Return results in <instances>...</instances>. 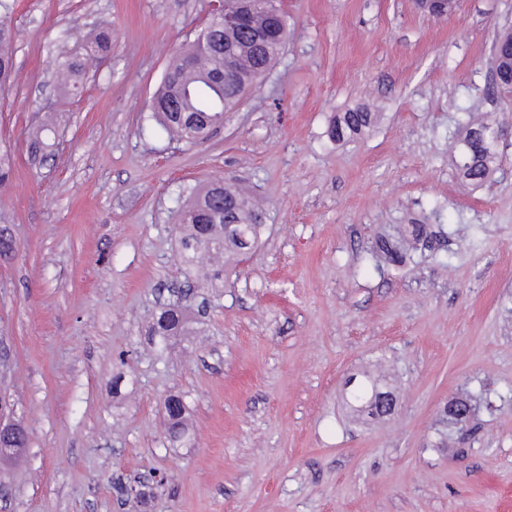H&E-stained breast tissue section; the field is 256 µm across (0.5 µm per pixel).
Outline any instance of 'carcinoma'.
<instances>
[{"instance_id":"cac0c4a2","label":"carcinoma","mask_w":512,"mask_h":512,"mask_svg":"<svg viewBox=\"0 0 512 512\" xmlns=\"http://www.w3.org/2000/svg\"><path fill=\"white\" fill-rule=\"evenodd\" d=\"M250 17L251 31L224 32V18L210 17L207 25L179 51L167 68L161 88L151 104V118L172 138L196 144L217 131V114L231 110L238 102L243 87L261 72L270 68L288 38V17L273 12L271 0H253ZM265 37L253 40L252 32ZM12 30L7 17L0 18V93L9 86L13 56ZM112 48V37L101 31L86 45L84 53L64 63L58 72L61 90L76 97L82 87L81 76L88 67L102 64ZM234 58L238 72L223 75L224 56ZM373 116L364 109H354L337 116L330 128L336 142L355 134L372 123ZM500 128V120L468 116V128L459 141L463 161V177L474 183L486 181L494 171L498 154L487 153L484 146L470 138L473 131L489 134ZM55 127L40 123L32 131L29 149L34 156L44 154L54 144ZM260 213L249 194L231 183L216 180L197 190L181 209L178 223L182 224L181 258L185 277L196 274L205 257H224L230 261L241 250L254 245L262 228ZM443 230L439 224H406L396 236H381L374 240L370 254L389 265L399 266L409 256V249L418 247L435 250L441 246ZM186 327L183 309L173 304L160 307L151 315L148 335L157 350L167 349L170 338L180 335ZM384 391L379 379L365 373L357 377L347 398L354 410L372 415L378 411L370 404L375 392ZM176 410L168 412V435L177 440L185 433L183 398L171 395Z\"/></svg>"}]
</instances>
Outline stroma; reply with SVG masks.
Instances as JSON below:
<instances>
[{
    "label": "stroma",
    "instance_id": "1",
    "mask_svg": "<svg viewBox=\"0 0 512 512\" xmlns=\"http://www.w3.org/2000/svg\"><path fill=\"white\" fill-rule=\"evenodd\" d=\"M13 85L0 98V396L28 445L0 460V512H499L512 489V136L491 182L456 170L468 112H498L492 48L512 0H288L265 78L198 145L150 118L209 0H6ZM102 28L80 96L53 72ZM53 103L58 137L32 162ZM374 120L337 143L336 115ZM250 187L259 244L223 281L186 280L174 216L204 181ZM441 224L438 254L366 249ZM187 291L185 335L157 353L158 304ZM391 387L353 414L349 376ZM181 395L189 434L166 438ZM471 397L460 442L440 413ZM144 490L123 499L117 484Z\"/></svg>",
    "mask_w": 512,
    "mask_h": 512
}]
</instances>
